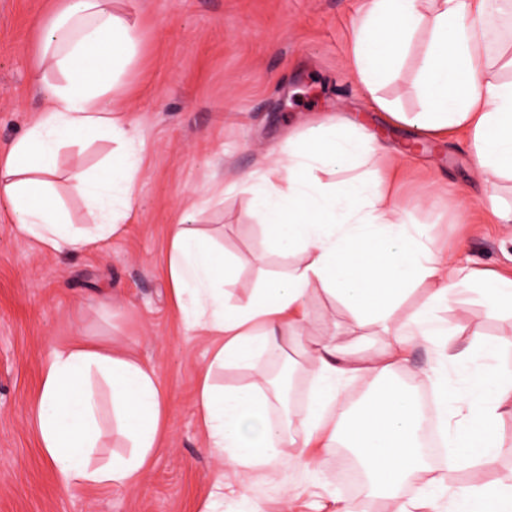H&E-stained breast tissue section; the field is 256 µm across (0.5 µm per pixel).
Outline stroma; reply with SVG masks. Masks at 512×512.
<instances>
[{
  "label": "stroma",
  "mask_w": 512,
  "mask_h": 512,
  "mask_svg": "<svg viewBox=\"0 0 512 512\" xmlns=\"http://www.w3.org/2000/svg\"><path fill=\"white\" fill-rule=\"evenodd\" d=\"M57 0H0V149L22 136L48 88L30 82L38 51L35 20ZM142 32L138 53L112 92L135 127L143 157L138 202L112 239L75 256L19 237L0 200V512H198L216 481L235 486L205 446L195 406L198 372L211 337L188 328L171 300L167 229L190 216L193 228L237 261L234 296L285 278L301 256L272 248L243 174L283 156L289 137L318 123L348 120L392 148L410 149L392 187L395 208L431 226L433 248L472 267L512 277V223H499L489 196L512 204V181H484L461 137L431 136L377 110L351 73L348 44L363 0H118ZM505 12L492 14L495 40L484 52L491 74L512 57ZM426 37L394 71L383 94L400 111L417 109L414 80ZM311 335L332 336L369 356L386 342L375 327L355 328L337 300L315 291ZM487 344L512 331V317L464 320L440 313ZM84 336L152 363L169 417L161 448L139 481L115 491H63L37 446L29 404L52 346ZM323 477L291 470L287 486L256 475L247 494L261 512H331L351 500L346 467L325 455Z\"/></svg>",
  "instance_id": "1"
}]
</instances>
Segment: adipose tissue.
<instances>
[{"mask_svg":"<svg viewBox=\"0 0 512 512\" xmlns=\"http://www.w3.org/2000/svg\"><path fill=\"white\" fill-rule=\"evenodd\" d=\"M492 0H368L353 25L350 67L373 95L374 105L398 123L433 135L468 139L483 175L512 177V80L491 77L483 49ZM43 32L31 71L50 95L26 133L0 154V199L9 203L20 237L58 255H75L117 234L136 201L141 158L133 151L107 161L105 172L74 164L59 174L62 148L89 138L126 144L134 139L121 110L107 98L141 44L138 26L116 13L112 0H60ZM427 43L415 78L417 112L398 111L379 96L381 85L408 54L414 38ZM390 158L373 135L346 121L322 123L288 140L287 162L243 175L264 217L271 242L302 263L286 280L271 281L242 298L225 285L232 264L206 236L173 224L167 270L175 305L193 328L213 338L210 360L196 383V405L207 445L234 471L237 512H260L247 495L254 475L279 478L301 466L318 473L308 448H333L348 440L370 484L387 492L393 512H420L442 501L448 512H477L496 505L512 512V477L489 479L499 444L496 427L512 410V336L487 346L473 335L457 349L458 328L434 331L438 311L477 294L484 313L512 314V278L445 261L431 247L429 227L400 217L392 203L390 170L376 168L359 182H325L321 173ZM65 177L86 208L88 226L73 224L56 190ZM427 285L425 302L405 321L396 309L414 287ZM337 297L355 325L381 328L386 346L368 361L346 355L332 339L308 335L313 286ZM435 352L420 372L435 391L436 412L449 461L470 473L464 495L431 480L411 499L398 491L426 467L417 438L419 407L409 391L391 383L407 366L408 326ZM297 345L314 367L304 407L282 421V393L268 377L269 363ZM246 370L245 384L217 385L215 370ZM385 378L361 404L349 405L348 381ZM106 386L110 425L127 450L103 463L98 388ZM38 445L67 492L122 489L136 483L160 448L169 417L156 368L134 352L78 338L52 347L31 403Z\"/></svg>","mask_w":512,"mask_h":512,"instance_id":"obj_1","label":"adipose tissue"}]
</instances>
